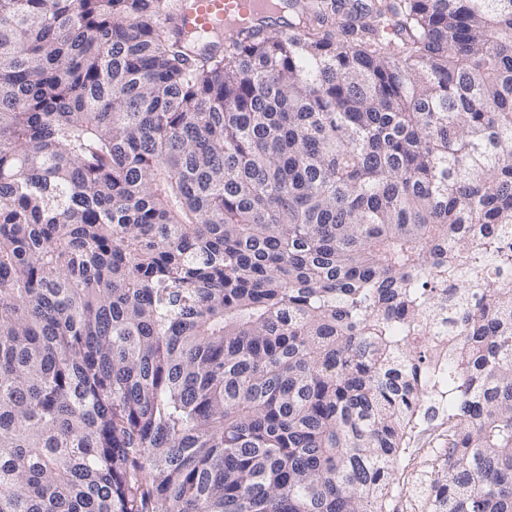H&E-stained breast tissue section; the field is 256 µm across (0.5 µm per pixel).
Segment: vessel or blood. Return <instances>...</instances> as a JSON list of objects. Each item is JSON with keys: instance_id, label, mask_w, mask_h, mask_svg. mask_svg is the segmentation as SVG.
<instances>
[{"instance_id": "vessel-or-blood-1", "label": "vessel or blood", "mask_w": 512, "mask_h": 512, "mask_svg": "<svg viewBox=\"0 0 512 512\" xmlns=\"http://www.w3.org/2000/svg\"><path fill=\"white\" fill-rule=\"evenodd\" d=\"M265 0H194L184 8L181 23L185 31L194 33L224 26L235 32L241 19L253 20L255 26L267 25L270 15L264 8Z\"/></svg>"}]
</instances>
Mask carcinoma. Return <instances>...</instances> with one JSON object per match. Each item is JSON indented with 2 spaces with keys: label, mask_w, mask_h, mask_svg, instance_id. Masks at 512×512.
Segmentation results:
<instances>
[{
  "label": "carcinoma",
  "mask_w": 512,
  "mask_h": 512,
  "mask_svg": "<svg viewBox=\"0 0 512 512\" xmlns=\"http://www.w3.org/2000/svg\"><path fill=\"white\" fill-rule=\"evenodd\" d=\"M0 0V512H512V0ZM181 15V24L189 33L210 30L223 25L226 32H235L241 27L238 19H253V26H268L272 14L267 13L265 0H193ZM432 400L444 411V419L432 429L427 418L415 413L405 431L406 448H401L386 496L378 512H431L427 493L415 495L414 485L428 488L448 460V367L445 378H437L429 390Z\"/></svg>",
  "instance_id": "1"
}]
</instances>
